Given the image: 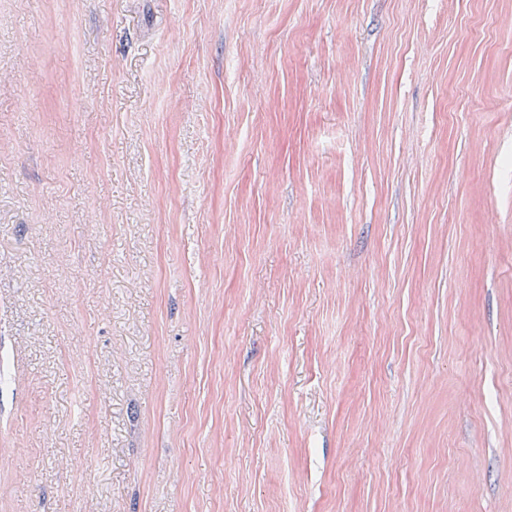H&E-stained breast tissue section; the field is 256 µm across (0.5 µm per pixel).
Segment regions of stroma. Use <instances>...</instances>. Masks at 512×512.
<instances>
[{"instance_id":"stroma-1","label":"stroma","mask_w":512,"mask_h":512,"mask_svg":"<svg viewBox=\"0 0 512 512\" xmlns=\"http://www.w3.org/2000/svg\"><path fill=\"white\" fill-rule=\"evenodd\" d=\"M512 0H0V512H512Z\"/></svg>"}]
</instances>
